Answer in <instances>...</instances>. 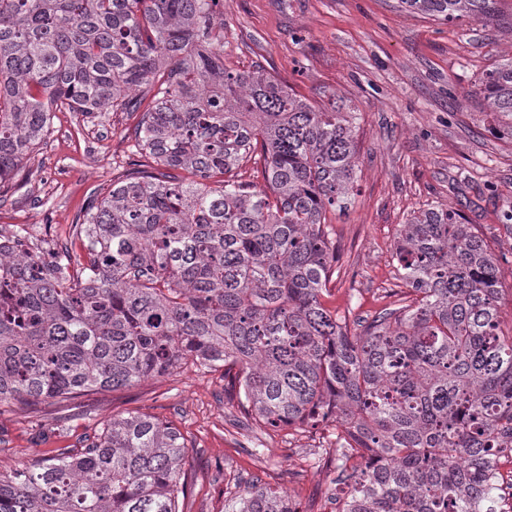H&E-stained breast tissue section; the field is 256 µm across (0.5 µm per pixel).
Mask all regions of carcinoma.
<instances>
[{"mask_svg": "<svg viewBox=\"0 0 512 512\" xmlns=\"http://www.w3.org/2000/svg\"><path fill=\"white\" fill-rule=\"evenodd\" d=\"M218 2L0 0V189L61 109L140 112L156 164L77 215L81 260L0 232V406L222 367L259 426L339 424L338 512H498L512 336L494 254L461 215L423 210L398 235L403 288L354 329L338 318L322 301L340 274L323 215L354 193L351 116L224 68ZM399 2L452 21L490 18L497 0ZM156 83L142 108L132 91ZM481 90L512 128V57ZM257 151L263 188L242 172ZM188 455L172 424L114 417L79 448L0 471V512H179ZM224 512L300 510L253 484Z\"/></svg>", "mask_w": 512, "mask_h": 512, "instance_id": "cac0c4a2", "label": "carcinoma"}]
</instances>
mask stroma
<instances>
[{
    "label": "stroma",
    "mask_w": 512,
    "mask_h": 512,
    "mask_svg": "<svg viewBox=\"0 0 512 512\" xmlns=\"http://www.w3.org/2000/svg\"><path fill=\"white\" fill-rule=\"evenodd\" d=\"M224 66L263 67L297 97L353 115L360 146L356 189L327 211L344 269L328 306L356 321L397 288L393 249L401 224L432 206L461 213L497 259L501 329L512 334V128L480 91L512 57V0L492 18L446 22L398 0H219ZM466 92L462 103L454 93ZM138 114H55L47 140L9 186L0 231L23 226L40 250L82 254L73 224L92 191L107 192L134 162ZM174 424L186 440L183 512H223L244 482L287 491L302 512H336V428L309 433L244 425L222 371L186 367L72 404L0 409V471L56 448L80 447L102 423L131 412Z\"/></svg>",
    "instance_id": "obj_1"
}]
</instances>
